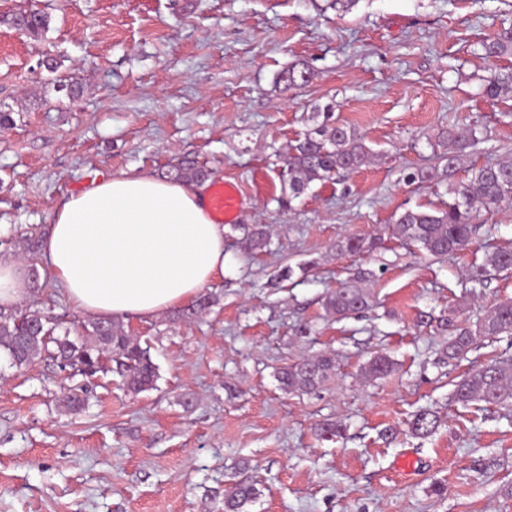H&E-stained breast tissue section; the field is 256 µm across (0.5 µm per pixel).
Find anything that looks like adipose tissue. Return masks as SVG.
Masks as SVG:
<instances>
[{
    "instance_id": "obj_1",
    "label": "adipose tissue",
    "mask_w": 512,
    "mask_h": 512,
    "mask_svg": "<svg viewBox=\"0 0 512 512\" xmlns=\"http://www.w3.org/2000/svg\"><path fill=\"white\" fill-rule=\"evenodd\" d=\"M42 255L78 309L104 320L152 318L192 301L224 274V227L203 193L153 174L123 173L66 197ZM25 261L0 260V307L29 297Z\"/></svg>"
}]
</instances>
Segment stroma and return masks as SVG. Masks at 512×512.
<instances>
[{
	"label": "stroma",
	"instance_id": "stroma-1",
	"mask_svg": "<svg viewBox=\"0 0 512 512\" xmlns=\"http://www.w3.org/2000/svg\"><path fill=\"white\" fill-rule=\"evenodd\" d=\"M50 17L34 40L0 21V257L44 228L57 202L122 172L164 175L184 156L210 179L239 182L238 223L224 227L217 302L187 322L171 310L121 329L150 349L154 389L88 379L44 357L0 361V512H224L238 480L246 512H512V404L454 403L455 381L512 359V335L444 358L452 326L473 327L512 298V270L473 286L467 271L512 249V206L485 214L473 244L436 257L398 240L407 208L451 202L447 183L407 182L437 163L444 131L475 132L473 163L512 159V97L485 87L512 56L482 41L512 28V0H0ZM55 59L57 71L44 60ZM307 64L293 90L279 72ZM84 91L68 102L57 80ZM353 128L374 164L291 198L281 173L317 112ZM270 244L252 250L253 225ZM377 237L361 256L336 241ZM38 307L76 334L90 314L42 271ZM373 306L336 319L341 285ZM324 351L335 375L288 393L278 368ZM388 375L364 378L376 354ZM84 405L68 411L64 393ZM191 406H184L185 398ZM428 409L435 432L409 423ZM332 420L344 435L316 438ZM414 460L405 471V460ZM258 490L254 483L242 481L237 483L224 496V512H244V507L256 499Z\"/></svg>",
	"mask_w": 512,
	"mask_h": 512
}]
</instances>
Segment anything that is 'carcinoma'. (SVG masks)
Returning a JSON list of instances; mask_svg holds the SVG:
<instances>
[{"mask_svg":"<svg viewBox=\"0 0 512 512\" xmlns=\"http://www.w3.org/2000/svg\"><path fill=\"white\" fill-rule=\"evenodd\" d=\"M28 32L38 39L49 29L44 13L30 9ZM485 56L512 55V29L502 31L494 40L482 44ZM310 78L307 67L290 66L277 77L288 88L306 83ZM485 94L496 99L512 96V72L496 76L485 88ZM476 141L475 133H441L438 164L429 169H418L407 174V180L432 182L450 178V193L454 200L442 207L406 209L396 220L393 234L406 243H414L433 256H446L463 250L472 243L478 230L480 213L490 212L502 205L512 204V160L487 163L472 169L466 182H451L457 170L469 161L467 149ZM373 152L353 130L331 121V113H324L323 122L290 148L286 169L288 188L294 198L302 195L311 183L324 181L334 175L357 170L369 163ZM168 175L191 185L204 180L208 173L194 161L183 159L171 166ZM373 240L348 237L336 244V250L348 253L372 251ZM512 268V250L498 249L487 259L486 265L467 272L469 280L483 284L487 268ZM370 294L357 286L336 289L325 300L327 314L346 318L369 307ZM53 318L38 309L26 311L0 310V351L10 364L21 368L37 357L46 355L54 361L67 360L78 366L77 372L86 377L112 372L118 375L127 391L133 394L150 390L158 378L156 366L149 350L133 342L120 327L112 322L96 321L85 328L80 341L70 339V332L55 334ZM512 335V299L495 305L475 324V328H462L448 341L444 355L457 360L468 353L478 337L494 338ZM394 362L386 355L371 358L363 367L366 376L379 378L390 373ZM336 372V358L322 353L296 362L278 372L280 388L288 392L310 391L318 388ZM454 401L462 404L483 402L502 405L512 402V363L497 362L474 373L467 374L455 384ZM438 418L431 412H421L410 422L416 435L428 436L437 427ZM255 484L242 481L224 496V512H243L244 507L256 499Z\"/></svg>","mask_w":512,"mask_h":512,"instance_id":"carcinoma-1","label":"carcinoma"}]
</instances>
